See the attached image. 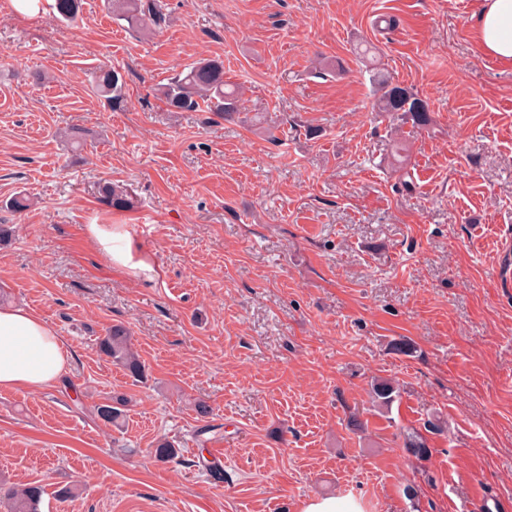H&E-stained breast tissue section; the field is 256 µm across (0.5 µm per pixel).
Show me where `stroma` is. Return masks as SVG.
Listing matches in <instances>:
<instances>
[{
    "label": "stroma",
    "mask_w": 512,
    "mask_h": 512,
    "mask_svg": "<svg viewBox=\"0 0 512 512\" xmlns=\"http://www.w3.org/2000/svg\"><path fill=\"white\" fill-rule=\"evenodd\" d=\"M163 2L168 24L139 33L104 0L73 23L0 0V289L70 354L54 385L0 391V481L43 485L41 512L512 503V65L477 50L480 0ZM203 57L241 87L244 121L156 96ZM103 64L123 109L91 90ZM378 70L426 122L376 111ZM106 181L136 208L104 203ZM94 222L128 225L155 279L110 266ZM118 323L144 381L98 353ZM377 379L400 385L387 417ZM115 396L118 428L96 413ZM435 415L446 426L416 460L401 433ZM163 440L177 461L154 459ZM303 512H361L352 498L323 497L309 500L302 509Z\"/></svg>",
    "instance_id": "1"
}]
</instances>
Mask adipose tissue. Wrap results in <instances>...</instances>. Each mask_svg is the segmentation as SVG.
<instances>
[{"label":"adipose tissue","instance_id":"adipose-tissue-1","mask_svg":"<svg viewBox=\"0 0 512 512\" xmlns=\"http://www.w3.org/2000/svg\"><path fill=\"white\" fill-rule=\"evenodd\" d=\"M479 52L512 64V0H483L473 25ZM86 233L96 250L114 267L146 277L154 268L134 246L122 224H90ZM69 354L57 330L21 307L0 308V390H37L58 379Z\"/></svg>","mask_w":512,"mask_h":512}]
</instances>
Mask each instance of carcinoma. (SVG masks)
I'll return each mask as SVG.
<instances>
[{"label": "carcinoma", "instance_id": "carcinoma-1", "mask_svg": "<svg viewBox=\"0 0 512 512\" xmlns=\"http://www.w3.org/2000/svg\"><path fill=\"white\" fill-rule=\"evenodd\" d=\"M107 5L116 19L125 21L137 32L149 26L160 29L167 23L159 0H107ZM80 8L81 0H54L53 4L55 17L67 23L76 21ZM92 87L112 109L124 106L125 83L118 70L98 67L93 71ZM158 93L169 107L181 112H198L206 108L222 112L226 118L240 112L239 90L224 81V62L217 59L204 58L189 64L161 85ZM404 102V96L393 87L385 91L380 108L384 112L402 111ZM100 194L103 201L114 209L125 210L133 206L132 198L123 186L105 183L100 186ZM98 349L102 356L129 377L135 380L144 377V364L132 348L131 335L125 325H112L99 338ZM399 397L400 389L392 381L376 380L371 384L372 406L383 415L391 412ZM127 405L126 398L115 397L107 404L98 405L97 413L105 422L117 426ZM404 448L418 460H426L431 455V448L417 432L405 437ZM44 494V487L39 484L15 487L0 482V505L7 512H41Z\"/></svg>", "mask_w": 512, "mask_h": 512}]
</instances>
